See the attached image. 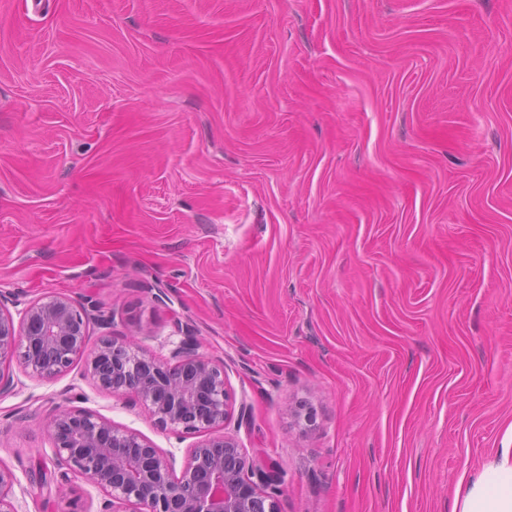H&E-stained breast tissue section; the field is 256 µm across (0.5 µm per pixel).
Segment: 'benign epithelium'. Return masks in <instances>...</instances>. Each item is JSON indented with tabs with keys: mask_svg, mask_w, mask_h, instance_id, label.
<instances>
[{
	"mask_svg": "<svg viewBox=\"0 0 512 512\" xmlns=\"http://www.w3.org/2000/svg\"><path fill=\"white\" fill-rule=\"evenodd\" d=\"M7 303L0 293V394L10 388L4 366L15 359L29 376L51 380L84 354L90 309L64 295H46L16 321ZM87 370L100 390L135 396L160 426L207 434L178 475L174 459L139 433L91 411L59 408L49 424L53 455L107 496L104 512H280L275 469L254 465L224 431L234 412L224 363L187 341L164 362L133 340L104 337ZM15 483L14 472L0 464V512H18Z\"/></svg>",
	"mask_w": 512,
	"mask_h": 512,
	"instance_id": "obj_1",
	"label": "benign epithelium"
}]
</instances>
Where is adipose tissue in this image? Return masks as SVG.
I'll list each match as a JSON object with an SVG mask.
<instances>
[{"label": "adipose tissue", "instance_id": "ef3b65f1", "mask_svg": "<svg viewBox=\"0 0 512 512\" xmlns=\"http://www.w3.org/2000/svg\"><path fill=\"white\" fill-rule=\"evenodd\" d=\"M452 512H512V447L499 449L456 493Z\"/></svg>", "mask_w": 512, "mask_h": 512}]
</instances>
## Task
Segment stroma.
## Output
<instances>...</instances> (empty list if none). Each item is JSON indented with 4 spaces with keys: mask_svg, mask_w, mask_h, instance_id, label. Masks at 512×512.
Instances as JSON below:
<instances>
[{
    "mask_svg": "<svg viewBox=\"0 0 512 512\" xmlns=\"http://www.w3.org/2000/svg\"><path fill=\"white\" fill-rule=\"evenodd\" d=\"M0 292L164 360L187 322L281 512H451L512 446V0H0ZM5 373L19 512L104 499L58 406L198 440L85 359Z\"/></svg>",
    "mask_w": 512,
    "mask_h": 512,
    "instance_id": "obj_1",
    "label": "stroma"
}]
</instances>
